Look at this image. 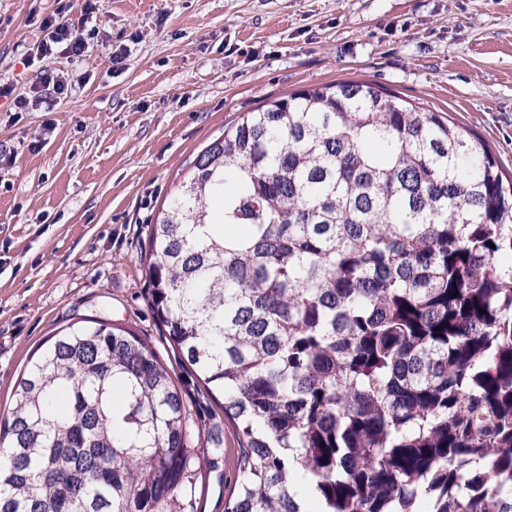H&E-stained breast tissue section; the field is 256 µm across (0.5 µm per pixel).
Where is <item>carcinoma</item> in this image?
I'll list each match as a JSON object with an SVG mask.
<instances>
[{
	"label": "carcinoma",
	"mask_w": 512,
	"mask_h": 512,
	"mask_svg": "<svg viewBox=\"0 0 512 512\" xmlns=\"http://www.w3.org/2000/svg\"><path fill=\"white\" fill-rule=\"evenodd\" d=\"M139 262L186 379L72 323L0 424V512H512V178L366 80L269 99L196 158ZM484 313H479V310ZM227 493L224 482H220L217 474L212 473L205 485L204 512H224V494Z\"/></svg>",
	"instance_id": "1"
}]
</instances>
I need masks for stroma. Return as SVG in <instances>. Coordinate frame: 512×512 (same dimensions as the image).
I'll return each instance as SVG.
<instances>
[{
    "instance_id": "obj_1",
    "label": "stroma",
    "mask_w": 512,
    "mask_h": 512,
    "mask_svg": "<svg viewBox=\"0 0 512 512\" xmlns=\"http://www.w3.org/2000/svg\"><path fill=\"white\" fill-rule=\"evenodd\" d=\"M83 7L0 0V82L29 95L48 65L72 83L49 112L0 98V421L31 356L84 318L179 370L138 262L146 227L265 100L369 80L448 113L512 172V0H101L82 59L43 64L42 19Z\"/></svg>"
}]
</instances>
